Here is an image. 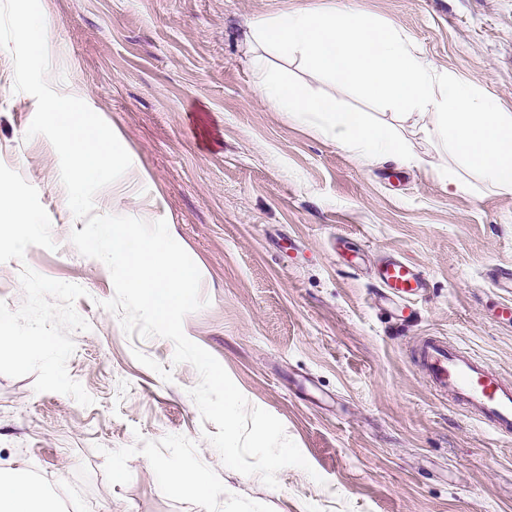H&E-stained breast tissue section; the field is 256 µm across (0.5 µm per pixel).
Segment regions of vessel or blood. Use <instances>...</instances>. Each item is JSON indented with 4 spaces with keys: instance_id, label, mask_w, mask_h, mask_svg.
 Wrapping results in <instances>:
<instances>
[{
    "instance_id": "1",
    "label": "vessel or blood",
    "mask_w": 512,
    "mask_h": 512,
    "mask_svg": "<svg viewBox=\"0 0 512 512\" xmlns=\"http://www.w3.org/2000/svg\"><path fill=\"white\" fill-rule=\"evenodd\" d=\"M383 296L401 302L410 315L411 299L427 288L422 271L402 257L388 256L376 266ZM416 363L435 393L451 399L471 418L497 435L512 434V381L471 353L445 339L428 336L415 352Z\"/></svg>"
}]
</instances>
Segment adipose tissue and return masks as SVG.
I'll use <instances>...</instances> for the list:
<instances>
[{
	"instance_id": "adipose-tissue-1",
	"label": "adipose tissue",
	"mask_w": 512,
	"mask_h": 512,
	"mask_svg": "<svg viewBox=\"0 0 512 512\" xmlns=\"http://www.w3.org/2000/svg\"><path fill=\"white\" fill-rule=\"evenodd\" d=\"M252 90L267 107L327 139L363 167L421 166L402 134L418 130L438 151L439 175L454 192L471 180L512 193V109L476 82L435 67L399 27L351 10L280 12L252 20ZM295 60L388 110L376 119L342 109L331 94L311 95L277 71L272 58ZM168 489L199 498L222 495L208 476L187 467L160 474ZM0 512H58L50 491L23 465L0 470Z\"/></svg>"
}]
</instances>
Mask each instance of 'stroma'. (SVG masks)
I'll list each match as a JSON object with an SVG mask.
<instances>
[{
  "instance_id": "1",
  "label": "stroma",
  "mask_w": 512,
  "mask_h": 512,
  "mask_svg": "<svg viewBox=\"0 0 512 512\" xmlns=\"http://www.w3.org/2000/svg\"><path fill=\"white\" fill-rule=\"evenodd\" d=\"M57 76L132 150L148 175L134 217L166 220L201 273L207 306L186 337L224 367L250 406L278 418L310 470L277 488L226 467L189 391L195 368L162 337H128L104 309L115 294L100 260L70 240L58 155L27 137L33 96L14 91L0 53V164L33 185L57 244L0 263V300L18 309L23 267L82 286L90 325L74 332L69 375L92 397L34 390L0 375V469L23 461L61 512H512V436L482 430L435 394L414 365L420 337L441 336L512 381V326L491 311L512 298L489 270L512 267V193H452L438 156L360 167L262 104L245 42L255 17L349 7L404 29L437 67L480 82L512 108V0H40ZM292 75L342 107L380 108L297 65ZM349 241L338 256L336 237ZM398 255L424 273L410 323L377 292L374 269ZM121 462L125 477L114 481ZM206 471L232 495L175 494L161 470Z\"/></svg>"
}]
</instances>
